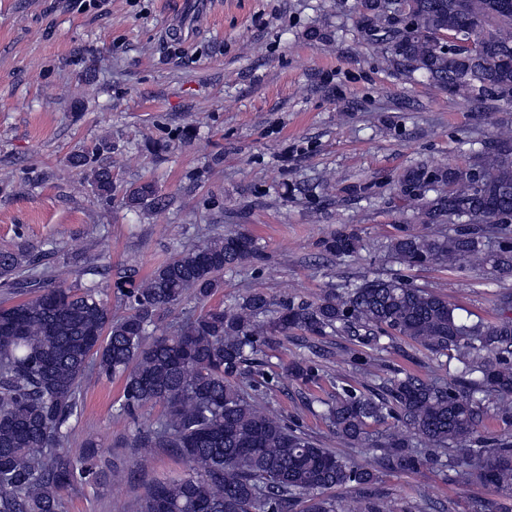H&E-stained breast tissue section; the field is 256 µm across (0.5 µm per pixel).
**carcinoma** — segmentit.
Segmentation results:
<instances>
[{"label":"carcinoma","instance_id":"carcinoma-1","mask_svg":"<svg viewBox=\"0 0 512 512\" xmlns=\"http://www.w3.org/2000/svg\"><path fill=\"white\" fill-rule=\"evenodd\" d=\"M362 38L384 63L419 74L476 112L512 98V0H358ZM78 150L67 158L98 198L112 200V164ZM399 192L413 223L387 250L408 266L463 264L512 275V126H501L467 166L408 170ZM130 209L160 210L166 197L152 181L130 186ZM452 224L446 235L423 230ZM324 250L351 257L362 248L338 229ZM258 256L246 231L203 237L177 252L126 292L119 317L99 284L56 281L40 259L0 252V284L23 298L0 305V512H59L74 484L95 477L94 454L69 452V422L83 409L95 378L120 377L116 411L135 416L163 407L136 447L172 448L187 474L149 486L139 512H290L297 495L306 512H339L324 491L368 485L376 474L320 447L259 406L241 385L244 366L274 336L299 330L344 332L361 344L401 336L456 363L457 380L441 383L396 371L358 393L344 388L318 400V416L337 437L380 451L388 468L438 463L455 477L512 494V318L493 325L456 313L443 295L397 278L364 277L331 286L316 301L273 298L254 288L228 304L211 303L224 271ZM192 298L202 311L173 329L162 316ZM502 427L477 436L488 412ZM395 418L401 428L372 431Z\"/></svg>","mask_w":512,"mask_h":512}]
</instances>
